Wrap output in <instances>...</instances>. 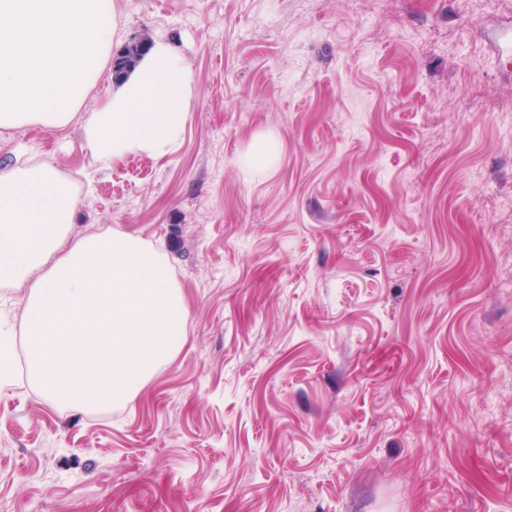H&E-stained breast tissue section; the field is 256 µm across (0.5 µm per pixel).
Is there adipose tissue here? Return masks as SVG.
<instances>
[{"label": "adipose tissue", "instance_id": "adipose-tissue-1", "mask_svg": "<svg viewBox=\"0 0 512 512\" xmlns=\"http://www.w3.org/2000/svg\"><path fill=\"white\" fill-rule=\"evenodd\" d=\"M194 96L167 42H153L85 119L100 162L160 157L180 140ZM77 197L46 163L0 172V286L27 285L30 375L46 399L80 407L123 402L167 363L186 334V310L167 262L140 239L106 232L71 240Z\"/></svg>", "mask_w": 512, "mask_h": 512}]
</instances>
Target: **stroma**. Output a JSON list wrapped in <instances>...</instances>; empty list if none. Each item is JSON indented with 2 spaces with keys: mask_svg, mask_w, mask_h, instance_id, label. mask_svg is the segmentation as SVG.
Listing matches in <instances>:
<instances>
[{
  "mask_svg": "<svg viewBox=\"0 0 512 512\" xmlns=\"http://www.w3.org/2000/svg\"><path fill=\"white\" fill-rule=\"evenodd\" d=\"M115 2L114 51L191 74L178 144L96 161L108 70L67 127L0 129V170L159 250L186 336L122 404L0 377V512H512V0Z\"/></svg>",
  "mask_w": 512,
  "mask_h": 512,
  "instance_id": "stroma-1",
  "label": "stroma"
}]
</instances>
